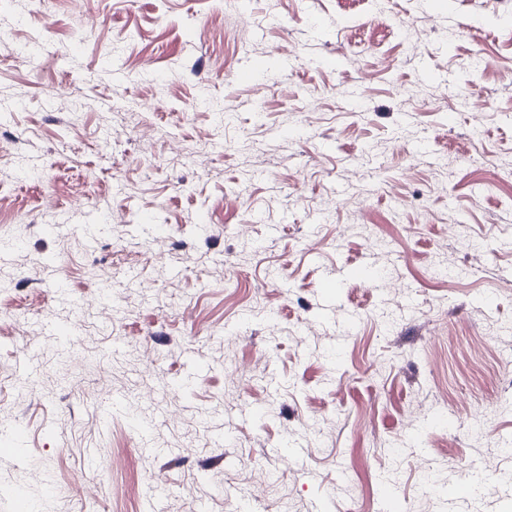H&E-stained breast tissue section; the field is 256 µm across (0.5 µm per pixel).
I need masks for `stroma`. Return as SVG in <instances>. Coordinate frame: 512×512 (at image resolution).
<instances>
[{"label":"stroma","instance_id":"stroma-1","mask_svg":"<svg viewBox=\"0 0 512 512\" xmlns=\"http://www.w3.org/2000/svg\"><path fill=\"white\" fill-rule=\"evenodd\" d=\"M0 31V512H512V0Z\"/></svg>","mask_w":512,"mask_h":512}]
</instances>
